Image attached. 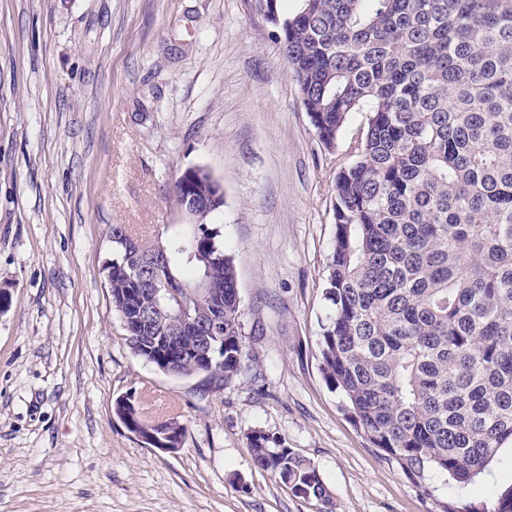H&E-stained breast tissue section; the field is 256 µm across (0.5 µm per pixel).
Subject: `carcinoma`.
I'll return each instance as SVG.
<instances>
[{"instance_id":"1","label":"carcinoma","mask_w":512,"mask_h":512,"mask_svg":"<svg viewBox=\"0 0 512 512\" xmlns=\"http://www.w3.org/2000/svg\"><path fill=\"white\" fill-rule=\"evenodd\" d=\"M272 17L302 103L330 148L366 114L336 174L327 265L332 306L320 370L372 447L405 475L465 487L512 442V0H247ZM173 191L193 197L184 224L145 245L114 224L106 265L132 353L177 378L229 382L247 368L233 260L212 217L210 172ZM147 258L154 272L130 266ZM200 319L224 305L220 340L175 327L174 297ZM115 413L148 437L131 399ZM255 464L302 498L330 504L310 462L274 435H246ZM481 512H512V484Z\"/></svg>"}]
</instances>
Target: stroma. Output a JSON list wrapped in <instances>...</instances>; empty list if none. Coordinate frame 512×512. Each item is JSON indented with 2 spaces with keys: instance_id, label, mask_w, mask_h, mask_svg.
<instances>
[{
  "instance_id": "obj_1",
  "label": "stroma",
  "mask_w": 512,
  "mask_h": 512,
  "mask_svg": "<svg viewBox=\"0 0 512 512\" xmlns=\"http://www.w3.org/2000/svg\"><path fill=\"white\" fill-rule=\"evenodd\" d=\"M366 123L325 147L270 27L245 0H0V512H324L255 467L260 429L311 462L333 512L492 503L512 448L458 488L385 459L320 369L335 178ZM224 189L248 368L199 398L133 355L104 268L110 227L183 219L186 168ZM185 427L147 447L114 413Z\"/></svg>"
}]
</instances>
